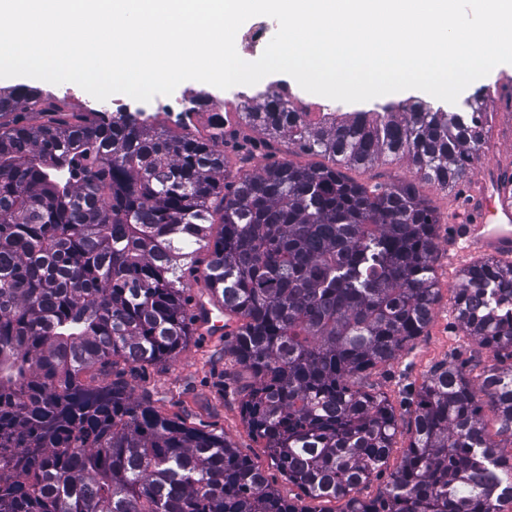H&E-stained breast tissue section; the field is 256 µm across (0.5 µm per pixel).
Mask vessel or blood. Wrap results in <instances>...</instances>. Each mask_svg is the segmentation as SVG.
Returning <instances> with one entry per match:
<instances>
[{
	"instance_id": "obj_1",
	"label": "vessel or blood",
	"mask_w": 512,
	"mask_h": 512,
	"mask_svg": "<svg viewBox=\"0 0 512 512\" xmlns=\"http://www.w3.org/2000/svg\"><path fill=\"white\" fill-rule=\"evenodd\" d=\"M457 242L467 251L512 254V211H496L492 197L484 196L482 207L461 225Z\"/></svg>"
}]
</instances>
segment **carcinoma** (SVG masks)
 I'll return each mask as SVG.
<instances>
[{
	"instance_id": "1",
	"label": "carcinoma",
	"mask_w": 512,
	"mask_h": 512,
	"mask_svg": "<svg viewBox=\"0 0 512 512\" xmlns=\"http://www.w3.org/2000/svg\"><path fill=\"white\" fill-rule=\"evenodd\" d=\"M0 512H304L225 437L186 426L123 383L81 375L121 358H175L189 248L221 225L204 287L224 350L251 371L243 418L288 481L343 512H505L512 457V261L461 271L456 321L496 364L478 384L437 366L385 491L397 432L387 398L355 379L395 360L437 301L435 212L415 185L365 186L339 165L390 154L444 188L481 159L484 124L419 105L314 120L268 94L255 129L328 163L275 161L226 182L224 115L173 135L143 113H64L34 87L0 94ZM492 302L484 303V295Z\"/></svg>"
}]
</instances>
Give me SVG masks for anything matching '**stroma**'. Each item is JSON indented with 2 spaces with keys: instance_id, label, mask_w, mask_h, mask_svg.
<instances>
[{
  "instance_id": "35a3bbf8",
  "label": "stroma",
  "mask_w": 512,
  "mask_h": 512,
  "mask_svg": "<svg viewBox=\"0 0 512 512\" xmlns=\"http://www.w3.org/2000/svg\"><path fill=\"white\" fill-rule=\"evenodd\" d=\"M485 81L497 86L487 104L485 156L453 187L444 189L433 183L416 182L412 166L391 156L366 168L343 169L349 179L369 186L378 182H416L420 195L439 218L435 263L439 297L432 319L421 336L412 339L396 360L377 365L360 378L366 390L385 395L393 407L398 433L388 461L392 468L408 444L416 394L430 371L456 360L465 363L470 379L477 382L494 363L491 353L478 347L458 326L453 293L461 270L480 258L479 253L463 252L452 245L462 202L480 194L500 172L512 174V67L494 68ZM179 89L192 96L208 95L209 105L195 112L188 126L170 124V131L176 134L204 129L217 103L229 96L228 91L192 80L181 83ZM226 118L229 126L238 131L237 139L224 146L229 173H236L245 149L251 152L250 168L267 164L268 134L249 128L236 112H227ZM82 380L93 387L112 382L130 384L138 397L161 413L179 417L187 426L224 435L241 455L266 472L284 499L295 502L304 512H342V501L310 498L288 482L270 459L263 440L251 433L243 419L240 389L251 382L252 376L233 355L225 352L223 336L198 329L174 359L135 367L119 360L106 368L86 371Z\"/></svg>"
}]
</instances>
